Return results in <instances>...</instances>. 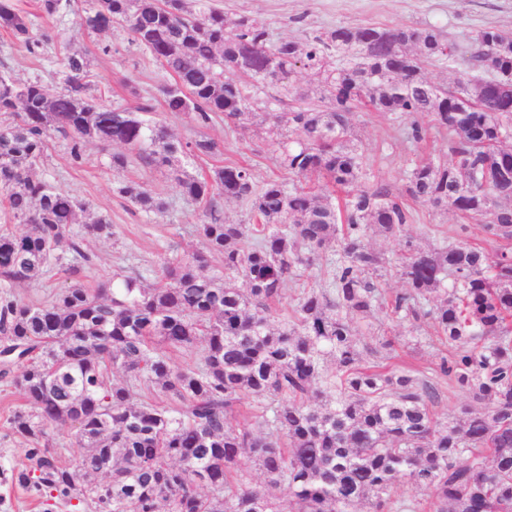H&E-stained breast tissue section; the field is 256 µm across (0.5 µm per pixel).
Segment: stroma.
Here are the masks:
<instances>
[{
  "instance_id": "35a3bbf8",
  "label": "stroma",
  "mask_w": 512,
  "mask_h": 512,
  "mask_svg": "<svg viewBox=\"0 0 512 512\" xmlns=\"http://www.w3.org/2000/svg\"><path fill=\"white\" fill-rule=\"evenodd\" d=\"M224 10L228 18L248 15L263 20L272 40H302L337 26L374 24L381 27H441L447 37L467 45L476 33L495 27L512 33V0H207ZM53 41L43 58L31 57L25 48L0 30V64L24 81L35 77L54 82L66 55L80 53L90 61L91 92L105 105L131 99L133 94L158 97L159 88L168 82V74L148 54L131 44L126 30L117 28L99 34L81 30L78 14L64 20L38 22ZM154 117L178 139H210L222 147L221 154L189 158L185 167L190 174L207 171L212 165L241 163L251 166L256 183L281 175L272 142L265 126L242 129L216 122L197 128L188 116L156 107ZM355 137L367 158L370 176L388 181L397 192L406 189L407 175L420 157L436 160L451 157L446 134L429 131L423 151H414L397 133L398 123L392 116L360 109L354 112ZM112 148L87 144L82 164H73L63 146H54L36 169L37 177L50 181L86 205L85 215L93 219L106 217L112 223L107 238H85L83 249L89 262L72 253L50 267L40 281L0 288V300L37 301L52 291L78 282L89 287L109 281L114 275L141 273L146 284L160 279V266L167 259H182L193 254H207L212 271L223 272L222 257L208 255L207 248L195 232L200 221L198 204L186 201L176 184L142 162L130 161L127 167L113 168ZM135 181L163 198L168 209L164 214L142 212L119 192L125 183ZM454 213H440L420 206L409 226L419 247L441 248L461 241L480 239L477 227L460 233ZM391 340L397 353V365L432 374L446 349L427 322L389 321L375 314L370 325L362 327L360 342L377 345ZM19 400L14 386L0 379V512H95L84 503H63L40 498L12 483L10 474L21 467L23 455L7 422Z\"/></svg>"
}]
</instances>
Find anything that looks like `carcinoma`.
I'll return each mask as SVG.
<instances>
[{"instance_id":"cac0c4a2","label":"carcinoma","mask_w":512,"mask_h":512,"mask_svg":"<svg viewBox=\"0 0 512 512\" xmlns=\"http://www.w3.org/2000/svg\"><path fill=\"white\" fill-rule=\"evenodd\" d=\"M81 26L121 27L161 60L172 81L160 87L165 111L194 126L216 120L255 123V99L242 78L248 61L261 72L256 90L276 89L288 111L266 114L276 127L280 167L258 187L251 169L215 166L189 174L183 159L212 156L218 144L179 140L147 118L150 101L108 107L91 93L89 60L65 57L57 85L0 72V199L30 230L0 232V283L34 282L67 249L90 261L87 236H110L104 217L82 220L85 205L34 176L49 139L70 160L85 146H121L166 172L184 197L203 207L195 225L208 251L224 258V276L200 255L165 260L161 282L116 275L91 289L74 284L45 301L0 306V378H11L28 410L10 418L26 464L13 478L41 496L91 502L98 512H405L406 487L430 494L432 512H512V33L488 27L469 48L434 25L339 26L305 41H271L266 23L229 19L186 0H84ZM42 16L61 20L72 0H40ZM0 29L40 57L51 37L15 0H0ZM461 60L492 77L466 75L437 85L434 61ZM312 73L325 108L292 92ZM372 107L406 122L414 148L432 127L448 135L453 157L423 159L405 194L365 180L353 109ZM145 212L167 204L143 184L119 189ZM226 199L251 201V224L224 221ZM454 211L498 244L489 260L477 243L426 251L413 243V205ZM80 230H74V226ZM377 233L400 246L406 288L392 298L377 284L386 259L368 243ZM332 251L328 285L304 288L277 311L288 281ZM381 312L391 320L428 321L448 343L436 371L485 409L467 406L439 418L437 389L409 369L370 365L391 343L361 350L354 319ZM202 345L194 367L171 353ZM332 363L335 372L326 373ZM126 380H112L114 372ZM153 390L142 394L143 388ZM68 425L83 448L71 465L48 430ZM112 459V475L100 465ZM247 459L264 480L239 469ZM287 493H281V488Z\"/></svg>"}]
</instances>
